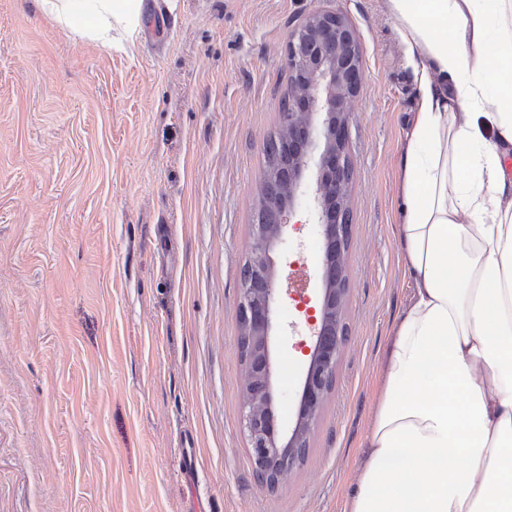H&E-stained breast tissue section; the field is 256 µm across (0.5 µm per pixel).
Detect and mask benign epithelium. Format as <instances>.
I'll return each mask as SVG.
<instances>
[{
	"instance_id": "1",
	"label": "benign epithelium",
	"mask_w": 512,
	"mask_h": 512,
	"mask_svg": "<svg viewBox=\"0 0 512 512\" xmlns=\"http://www.w3.org/2000/svg\"><path fill=\"white\" fill-rule=\"evenodd\" d=\"M289 82L302 84L305 93L288 95L285 121L291 136L288 150L294 156L289 171L293 187L288 203L275 224L253 225V242L247 276L261 282L252 289L242 284L239 312L253 325V350L247 371V401L243 415L254 466H265L283 449L304 447L331 391L336 365L347 342V333L336 331V341L326 340L333 320L344 325L345 270L348 249L336 256L323 250L321 294L317 304L300 297L302 313L311 334L306 346L297 421L279 429L274 407V359L271 340L275 327L277 288L273 254L288 232L289 215L303 196V175L309 165L317 170L314 218L323 240L348 236L351 168L347 154L349 103L361 85L360 50L355 31L340 11L317 10L307 15L288 37Z\"/></svg>"
}]
</instances>
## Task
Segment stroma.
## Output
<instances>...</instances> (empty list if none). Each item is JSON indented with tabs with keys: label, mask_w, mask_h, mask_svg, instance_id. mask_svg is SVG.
I'll list each match as a JSON object with an SVG mask.
<instances>
[{
	"label": "stroma",
	"mask_w": 512,
	"mask_h": 512,
	"mask_svg": "<svg viewBox=\"0 0 512 512\" xmlns=\"http://www.w3.org/2000/svg\"><path fill=\"white\" fill-rule=\"evenodd\" d=\"M353 25L348 341L307 455L254 477L240 270L288 34ZM420 90L382 0H145L108 48L0 0V512H345L413 281L397 170ZM276 257V413L295 423L296 309L323 237L298 207Z\"/></svg>",
	"instance_id": "stroma-1"
}]
</instances>
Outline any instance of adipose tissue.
<instances>
[{
	"instance_id": "adipose-tissue-1",
	"label": "adipose tissue",
	"mask_w": 512,
	"mask_h": 512,
	"mask_svg": "<svg viewBox=\"0 0 512 512\" xmlns=\"http://www.w3.org/2000/svg\"><path fill=\"white\" fill-rule=\"evenodd\" d=\"M38 2L101 40L143 9ZM384 9L420 88L398 179L414 288L347 512H512V0Z\"/></svg>"
}]
</instances>
